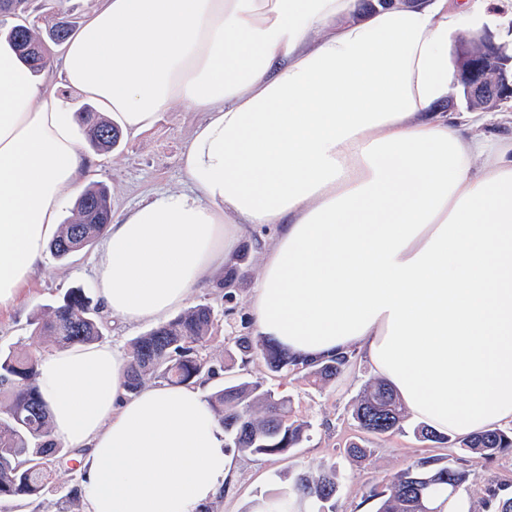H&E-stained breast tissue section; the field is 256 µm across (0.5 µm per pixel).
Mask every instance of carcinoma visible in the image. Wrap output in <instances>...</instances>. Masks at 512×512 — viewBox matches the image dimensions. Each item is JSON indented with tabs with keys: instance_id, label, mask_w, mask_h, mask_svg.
Segmentation results:
<instances>
[{
	"instance_id": "obj_1",
	"label": "carcinoma",
	"mask_w": 512,
	"mask_h": 512,
	"mask_svg": "<svg viewBox=\"0 0 512 512\" xmlns=\"http://www.w3.org/2000/svg\"><path fill=\"white\" fill-rule=\"evenodd\" d=\"M28 0H0V12L12 11L23 20L12 37L32 44L41 40L38 20L28 15ZM482 36L463 41L456 48L457 71L470 58L484 54ZM86 142L98 151H110L119 131L89 106L79 110ZM112 219L109 190L90 185L76 201L72 218L60 225L49 250L59 259L91 246ZM217 315L207 303L187 309L161 323L130 343L124 387L130 394L149 381L195 385L219 377L224 364L213 360L207 341ZM32 335L49 339L60 348H71L102 340L104 324L99 307L92 304L82 285L69 288L52 304L33 314ZM241 356L242 364L260 354L273 375L282 379L302 374L311 385L326 383L348 367L351 357L343 355L323 361L300 362L270 340L257 342L244 334L227 337ZM38 355L28 350L0 351V498L34 500L47 489L54 463L66 452L51 436L50 415L36 385ZM210 407L224 427L227 447L267 457H286L308 439L310 424L292 419L290 399L264 381L227 383L209 398ZM406 410L387 382L377 379L364 389L353 409L358 428L367 434L385 435L403 428ZM414 435L462 451L455 459L424 457L396 473L381 491L371 490L375 512H445L446 504L458 493L469 492L476 481L466 468L464 455L493 460L512 452V431L494 429L479 435L452 438L418 424ZM336 469L324 468L313 476L300 473L293 483V498L303 503L325 504L336 498ZM482 512H512V481L488 482L480 501Z\"/></svg>"
}]
</instances>
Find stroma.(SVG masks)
I'll return each mask as SVG.
<instances>
[{
	"label": "stroma",
	"mask_w": 512,
	"mask_h": 512,
	"mask_svg": "<svg viewBox=\"0 0 512 512\" xmlns=\"http://www.w3.org/2000/svg\"><path fill=\"white\" fill-rule=\"evenodd\" d=\"M202 118V113L171 107L161 113L152 129L135 137L123 135L111 152L97 154L89 181L109 189L113 216L125 215L157 194L186 190L180 156ZM270 235L266 227L249 229L242 244L246 258L233 288V302L224 298V274L220 271L205 275L201 286L186 301L190 307L208 303L219 316L208 348L214 359L224 362L226 371L223 377L205 384L206 393L215 392L230 378L262 381L270 377L262 357L241 365L224 342L225 336L252 324L248 301L260 274L263 244ZM99 250L95 244L67 260L44 254L37 275L23 292L22 302L0 312V348H25L41 355L51 352L52 344L32 336L29 320L38 306L51 303L68 288L92 285ZM373 378L368 364L357 356L344 373L321 386L311 385L297 375L283 380L280 391L290 397L294 416L309 423V439L284 460L236 454L234 474L208 503L209 512H252L265 493L291 489L299 471L315 474L329 467L336 469L340 483L335 512H374L375 502L369 497L372 489L384 488L397 472L421 458L447 456V449L419 441L409 432L362 437L352 411ZM359 438L365 439L371 454L354 461L345 456L343 449L347 442ZM71 476L70 463L55 466L49 487L40 499L29 504L4 500L0 502V512H62Z\"/></svg>",
	"instance_id": "35a3bbf8"
}]
</instances>
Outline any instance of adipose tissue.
Wrapping results in <instances>:
<instances>
[{"instance_id":"adipose-tissue-1","label":"adipose tissue","mask_w":512,"mask_h":512,"mask_svg":"<svg viewBox=\"0 0 512 512\" xmlns=\"http://www.w3.org/2000/svg\"><path fill=\"white\" fill-rule=\"evenodd\" d=\"M491 0H102L33 74L0 16V310L83 193L74 98L126 133L202 113L158 195L103 232L105 311L159 323L271 225L249 313L317 361L360 354L444 434L512 423V135L441 111L453 34ZM108 344L53 351L38 390L54 439L82 448L86 512H198L234 457L200 387L127 395Z\"/></svg>"}]
</instances>
